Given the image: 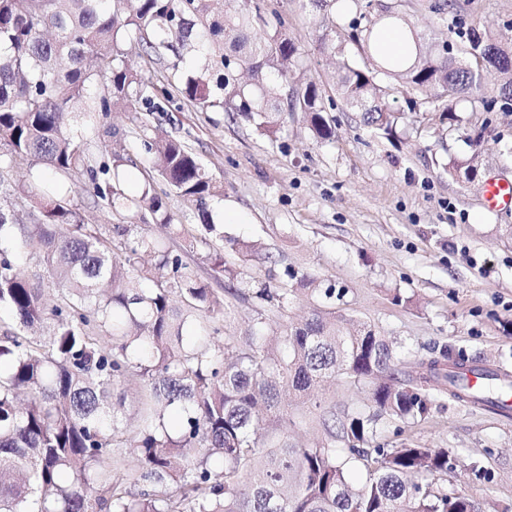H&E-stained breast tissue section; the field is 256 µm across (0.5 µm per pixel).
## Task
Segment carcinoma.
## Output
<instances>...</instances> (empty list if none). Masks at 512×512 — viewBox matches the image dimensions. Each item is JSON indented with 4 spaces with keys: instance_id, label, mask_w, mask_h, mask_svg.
I'll return each instance as SVG.
<instances>
[{
    "instance_id": "cac0c4a2",
    "label": "carcinoma",
    "mask_w": 512,
    "mask_h": 512,
    "mask_svg": "<svg viewBox=\"0 0 512 512\" xmlns=\"http://www.w3.org/2000/svg\"><path fill=\"white\" fill-rule=\"evenodd\" d=\"M304 2L362 8L359 0ZM394 24L412 34V56L381 60L378 31ZM341 40L360 61L342 62L337 91L366 126L393 135L403 111L389 97L402 93L406 111L466 131L469 150L448 157V175L480 171L491 119L475 117L512 112L511 50L474 28L457 44L439 42L389 5L359 12ZM129 46L143 69L166 65L164 82L132 72ZM191 53L206 63L186 71ZM94 61L110 70L107 90L95 95ZM158 90L272 135L276 114L288 111L303 113L316 139L335 135L332 99L264 0L248 9L241 0H0V168L81 175L103 207L147 210L168 227L154 182L128 193V159L97 161L65 123L79 105L106 114L122 102L136 113ZM140 139L158 176L211 227L207 202L223 186L183 142L146 124ZM27 258L44 265L53 293L20 274ZM212 271L220 292L138 225L89 224L65 195L49 196L30 224L0 205V309L14 320L0 332V512H482L428 482L453 469L451 451L391 447L382 424L427 418L438 394L491 406L508 378L473 364L465 371L466 356L449 350L417 359L416 375L405 378L401 355L412 346L368 322L350 326L323 306L286 325L267 315L301 291L328 303L343 291L288 266L272 287L252 284L220 256ZM238 297L252 299V324L242 336L222 333L216 324ZM468 373L486 387L470 389ZM130 376L140 380L132 418L112 401ZM338 377L366 389L364 406L306 398ZM291 399L318 412L317 446L288 438ZM213 455L224 459L217 474ZM353 463L367 473L358 488L347 478Z\"/></svg>"
}]
</instances>
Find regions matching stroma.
Returning a JSON list of instances; mask_svg holds the SVG:
<instances>
[{
	"mask_svg": "<svg viewBox=\"0 0 512 512\" xmlns=\"http://www.w3.org/2000/svg\"><path fill=\"white\" fill-rule=\"evenodd\" d=\"M267 4L333 100V139H314L298 112L280 113L281 130L271 137L248 120L197 111L176 94L155 98L141 112L140 122L184 142L223 183V198L208 202L214 231L155 177L127 109L80 115L75 131L96 157L124 150L126 189L137 192L153 179L174 223L207 239L225 261L236 259L230 242L254 244L245 266L256 280L277 282L287 265L307 271L343 290L338 313L371 323L386 339L460 349L480 367L512 374V210H487L481 186L467 188L449 177L448 157L468 150L463 133L439 135L425 114L405 120L395 137L374 133L336 92L329 31L347 25L348 16L332 20L300 0ZM402 11L425 34L446 18L451 42L472 27L512 37V0H402ZM491 118L485 174L512 179V156L503 152L512 141V112L497 110ZM108 127L114 136H105ZM41 181L68 189L88 223L136 224L163 237L201 280H210L204 249L166 233L149 212L119 216L94 206L83 178L74 175L45 170ZM396 293L407 304H395ZM383 436L393 445L452 450L455 467L438 487L473 497L484 512H512V414L445 399L421 422L385 425ZM475 464L486 479L473 478Z\"/></svg>",
	"mask_w": 512,
	"mask_h": 512,
	"instance_id": "1",
	"label": "stroma"
}]
</instances>
